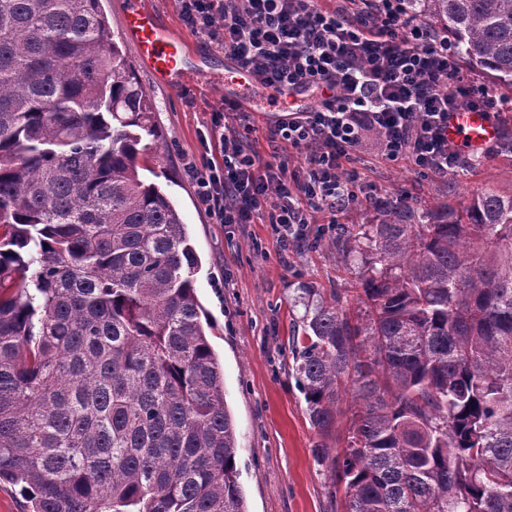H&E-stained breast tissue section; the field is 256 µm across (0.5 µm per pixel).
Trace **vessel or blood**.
Wrapping results in <instances>:
<instances>
[{
    "instance_id": "b4317fda",
    "label": "vessel or blood",
    "mask_w": 512,
    "mask_h": 512,
    "mask_svg": "<svg viewBox=\"0 0 512 512\" xmlns=\"http://www.w3.org/2000/svg\"><path fill=\"white\" fill-rule=\"evenodd\" d=\"M122 34L135 48L138 66L150 71L157 82L178 88L190 79L185 42L162 26L143 0H129ZM250 84L251 77L244 69L232 64L225 67L224 86L230 100L256 112L273 111L270 99L251 95ZM498 133L496 122L486 112L464 108L448 117V138L465 152L486 148Z\"/></svg>"
}]
</instances>
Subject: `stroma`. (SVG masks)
<instances>
[{
    "label": "stroma",
    "instance_id": "35a3bbf8",
    "mask_svg": "<svg viewBox=\"0 0 512 512\" xmlns=\"http://www.w3.org/2000/svg\"><path fill=\"white\" fill-rule=\"evenodd\" d=\"M160 23L190 45L189 64L205 57L212 76L201 75L172 90L156 84L144 69L136 76L155 104L159 133L150 166L158 185L174 198L200 258L197 296L211 316L210 342L224 369V391L237 430L238 457L248 512H343L330 494L333 474L319 464L315 445L335 448L346 439L354 408L343 399L335 436L323 439L312 427L303 394L295 383L288 344L303 308L297 287L321 292L343 287L336 258L326 251L325 218L314 214L306 242L281 252L267 215L253 223L218 224L201 204L184 159L200 156V135L212 112L224 105L214 74L224 70V52L194 35L182 22L175 0H145ZM361 176L386 197L414 208L463 209L486 189L512 195V153L494 150L465 173L438 178L406 164L375 162Z\"/></svg>",
    "mask_w": 512,
    "mask_h": 512
}]
</instances>
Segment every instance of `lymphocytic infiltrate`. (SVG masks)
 I'll list each match as a JSON object with an SVG mask.
<instances>
[{
	"mask_svg": "<svg viewBox=\"0 0 512 512\" xmlns=\"http://www.w3.org/2000/svg\"><path fill=\"white\" fill-rule=\"evenodd\" d=\"M178 2L185 25L223 49L262 93L318 100L289 107L268 130L303 152L294 169L253 150L247 133L228 122L233 103L213 112L200 143L218 146L224 161L204 156L186 170L219 224H249L265 209L281 244L306 240L311 212L384 204L377 190H356L360 153L454 175L472 160L449 141V114L482 110L503 126L512 112V98L462 70L447 33L409 14L403 0H352L342 12L318 0Z\"/></svg>",
	"mask_w": 512,
	"mask_h": 512,
	"instance_id": "lymphocytic-infiltrate-1",
	"label": "lymphocytic infiltrate"
}]
</instances>
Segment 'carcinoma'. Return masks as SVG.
I'll return each instance as SVG.
<instances>
[{"label": "carcinoma", "instance_id": "carcinoma-1", "mask_svg": "<svg viewBox=\"0 0 512 512\" xmlns=\"http://www.w3.org/2000/svg\"><path fill=\"white\" fill-rule=\"evenodd\" d=\"M512 96V0H405ZM154 107L101 0H0V482L29 512H247L199 259L140 178ZM358 287L304 307L345 512H512V195L336 229Z\"/></svg>", "mask_w": 512, "mask_h": 512}]
</instances>
